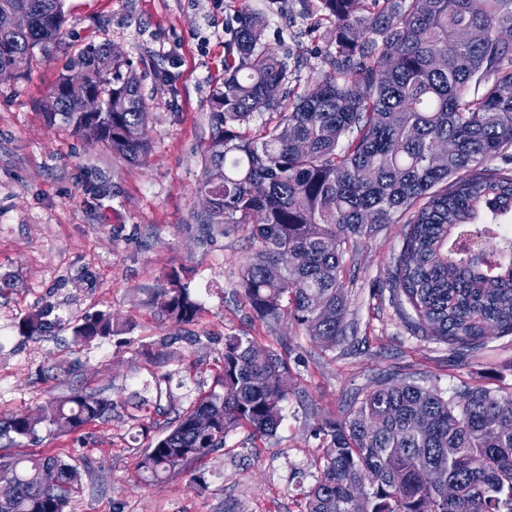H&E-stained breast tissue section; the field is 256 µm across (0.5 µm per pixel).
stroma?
<instances>
[{
  "label": "stroma",
  "instance_id": "obj_1",
  "mask_svg": "<svg viewBox=\"0 0 512 512\" xmlns=\"http://www.w3.org/2000/svg\"><path fill=\"white\" fill-rule=\"evenodd\" d=\"M266 19L265 42L289 70L320 66L325 37L284 20L279 0H250ZM237 0H64L66 23L50 53L35 52L25 78L0 81V420L91 392L112 400L110 418L67 434L39 430L9 442L11 455H58L76 465L66 512H300L323 464L315 426L342 417L383 373L414 374L452 394L461 383L512 395V335L490 331L463 355L415 332L391 301L388 279L404 227L384 225L357 245L349 316L359 347L325 352L288 320L254 318L236 285L250 254L248 229L207 234L203 152L210 101L224 77ZM122 54L140 79L152 152L128 163L62 124L44 105L65 64L89 42ZM178 271L202 306L176 325L155 298ZM51 309L53 326L18 325ZM110 313L112 336L81 345L78 321ZM246 336L287 351L290 389L270 437L240 428L225 452L189 462L162 481L144 478L140 453L169 418L218 389L224 339Z\"/></svg>",
  "mask_w": 512,
  "mask_h": 512
}]
</instances>
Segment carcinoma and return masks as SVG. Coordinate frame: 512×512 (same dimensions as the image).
I'll use <instances>...</instances> for the list:
<instances>
[{"instance_id": "carcinoma-1", "label": "carcinoma", "mask_w": 512, "mask_h": 512, "mask_svg": "<svg viewBox=\"0 0 512 512\" xmlns=\"http://www.w3.org/2000/svg\"><path fill=\"white\" fill-rule=\"evenodd\" d=\"M326 29L330 46L314 81L292 72L264 41L266 22L240 0L224 81L212 94L203 183L213 231L245 224L251 256L238 286L256 316L288 318L324 351L356 350L342 277L350 249L385 224L404 221L389 290L411 326L452 350L474 351L487 331L512 334V248L487 252L481 222L512 212V171L483 167L512 148V0H299ZM29 14L28 28L0 33V80L26 75L31 51L56 44L63 0H0V11ZM481 29V42L468 40ZM109 45L88 43L68 71L80 70L105 102L85 112L50 91L62 123L119 157L144 163L151 152L139 79ZM278 87L271 97L266 89ZM257 112L272 119L252 128ZM294 257L288 267L280 251ZM157 305L179 324L201 305L176 272ZM50 310L19 324L50 326ZM112 318L85 317L75 338L112 335ZM287 359L249 338L228 336L221 391L195 399L171 429L144 449L138 468L159 480L224 450L247 426L272 435L282 420ZM112 401L76 393L64 403L0 421V437L66 433L102 419ZM210 415V431L195 430ZM324 466L303 512H512V395L461 384L443 397L412 376L384 374L343 419L316 428ZM77 469L57 455H0V512H65Z\"/></svg>"}]
</instances>
